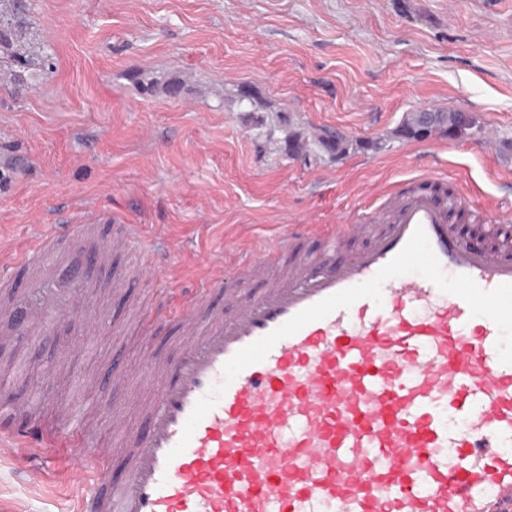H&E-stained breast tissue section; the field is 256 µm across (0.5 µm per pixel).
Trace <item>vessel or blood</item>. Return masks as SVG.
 Wrapping results in <instances>:
<instances>
[{"label":"vessel or blood","mask_w":512,"mask_h":512,"mask_svg":"<svg viewBox=\"0 0 512 512\" xmlns=\"http://www.w3.org/2000/svg\"><path fill=\"white\" fill-rule=\"evenodd\" d=\"M424 182L404 181L359 223L293 225L239 261L235 287L217 262L200 287L165 289L168 306L143 320L166 314L180 344L143 357L142 428L112 421L123 481L73 409L63 428L1 434L0 454L31 457L39 483L52 449H67L94 486L78 512H512V225H480L487 245L471 249L449 213L482 206ZM360 234L368 245L346 249ZM60 238L0 250V316L17 332L49 330L143 232L117 225L87 271L15 308L10 273ZM310 238L319 251L302 253ZM411 265L423 276L404 277Z\"/></svg>","instance_id":"vessel-or-blood-1"}]
</instances>
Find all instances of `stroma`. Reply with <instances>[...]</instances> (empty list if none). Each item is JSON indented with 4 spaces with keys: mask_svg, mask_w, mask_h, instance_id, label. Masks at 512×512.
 I'll return each mask as SVG.
<instances>
[{
    "mask_svg": "<svg viewBox=\"0 0 512 512\" xmlns=\"http://www.w3.org/2000/svg\"><path fill=\"white\" fill-rule=\"evenodd\" d=\"M13 47L37 51L23 81L0 69V241L24 242L33 224L100 215L140 224L177 246L173 272L127 282L98 277L69 322L43 336L5 339L0 392L24 414L96 413L95 443L112 444L123 475L127 429L143 413L128 391L145 348L173 349L175 331L145 330L132 304L146 291L192 288L213 258L282 240L288 224H352L420 171L512 220V0H27ZM184 85L180 94L168 82ZM254 109L242 111L241 90ZM469 113L463 137L401 129L421 109ZM340 131V154L319 148ZM302 148L288 150L289 133ZM98 333L71 327L80 312ZM109 398L111 407L100 404ZM0 504L13 512H74L66 465L44 482L0 458Z\"/></svg>",
    "mask_w": 512,
    "mask_h": 512,
    "instance_id": "1",
    "label": "stroma"
}]
</instances>
